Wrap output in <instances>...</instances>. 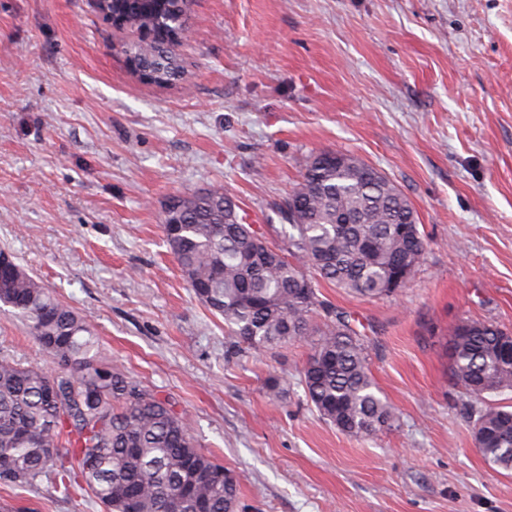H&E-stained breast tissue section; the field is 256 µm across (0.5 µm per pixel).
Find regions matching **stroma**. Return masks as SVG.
Instances as JSON below:
<instances>
[{
  "mask_svg": "<svg viewBox=\"0 0 512 512\" xmlns=\"http://www.w3.org/2000/svg\"><path fill=\"white\" fill-rule=\"evenodd\" d=\"M187 30L184 73L159 86L94 0H0V251L239 474L237 512H512L445 351L465 321L512 331V0H193ZM328 150L397 185L429 243L395 296L319 284L398 419L358 438L307 401L309 343L228 353L161 223L170 196L220 187L278 240L279 204ZM0 352L50 364L1 303ZM1 503L104 512L48 479Z\"/></svg>",
  "mask_w": 512,
  "mask_h": 512,
  "instance_id": "35a3bbf8",
  "label": "stroma"
}]
</instances>
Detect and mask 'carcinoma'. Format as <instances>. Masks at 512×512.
<instances>
[{"instance_id": "obj_1", "label": "carcinoma", "mask_w": 512, "mask_h": 512, "mask_svg": "<svg viewBox=\"0 0 512 512\" xmlns=\"http://www.w3.org/2000/svg\"><path fill=\"white\" fill-rule=\"evenodd\" d=\"M128 26L171 28L190 0H164L150 12L115 4ZM168 75L179 55L158 43L124 48ZM288 228L282 244L243 223L224 191L174 195L162 228L170 253L198 300L224 319L230 352L262 353L317 337L301 374L305 396L342 433L363 437L394 426L364 343L349 315L327 306L307 270L338 288L371 298L393 295L394 282L420 267L427 242L405 195L386 176L351 155L337 162L315 154L279 205ZM55 368L25 365L0 353V484L33 486L52 477L70 496L90 493L106 512H237L239 482L200 451L183 416L136 379L104 363L98 341L79 315L24 269L0 286ZM324 314V329L311 316ZM512 333L483 321L457 325L448 342L454 384L475 398L512 392ZM475 447L485 462L512 472V408L488 403L472 410ZM56 449L46 458V449Z\"/></svg>"}]
</instances>
